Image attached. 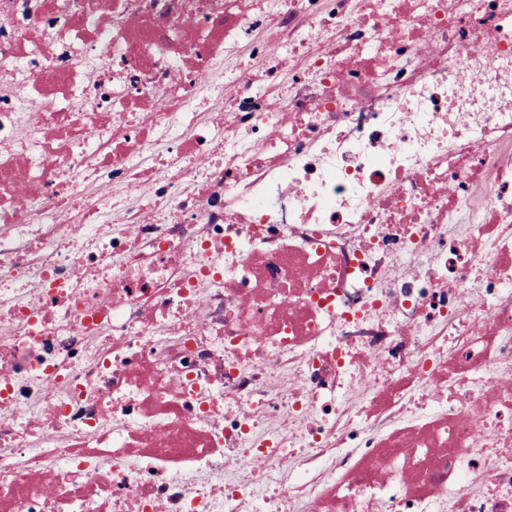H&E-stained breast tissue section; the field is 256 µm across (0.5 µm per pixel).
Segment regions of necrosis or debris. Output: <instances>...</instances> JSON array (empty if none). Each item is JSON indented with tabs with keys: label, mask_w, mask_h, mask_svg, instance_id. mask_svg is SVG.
Segmentation results:
<instances>
[{
	"label": "necrosis or debris",
	"mask_w": 512,
	"mask_h": 512,
	"mask_svg": "<svg viewBox=\"0 0 512 512\" xmlns=\"http://www.w3.org/2000/svg\"><path fill=\"white\" fill-rule=\"evenodd\" d=\"M511 447L512 0H0V512H512Z\"/></svg>",
	"instance_id": "obj_1"
}]
</instances>
